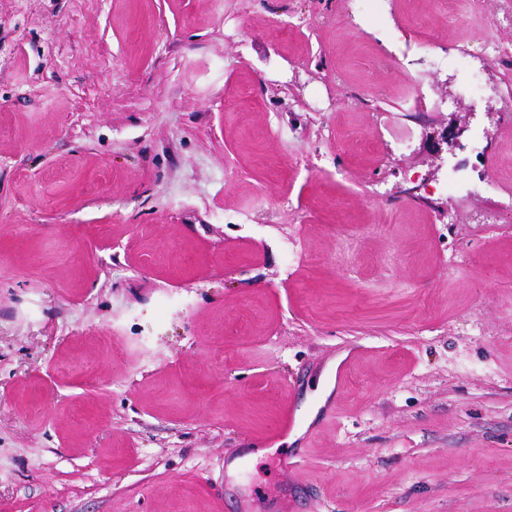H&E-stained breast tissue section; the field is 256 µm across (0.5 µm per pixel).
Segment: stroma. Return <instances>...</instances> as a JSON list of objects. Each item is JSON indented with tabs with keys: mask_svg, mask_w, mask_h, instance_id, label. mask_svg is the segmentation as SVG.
<instances>
[{
	"mask_svg": "<svg viewBox=\"0 0 512 512\" xmlns=\"http://www.w3.org/2000/svg\"><path fill=\"white\" fill-rule=\"evenodd\" d=\"M498 51L434 0H0V512H512Z\"/></svg>",
	"mask_w": 512,
	"mask_h": 512,
	"instance_id": "obj_1",
	"label": "stroma"
}]
</instances>
